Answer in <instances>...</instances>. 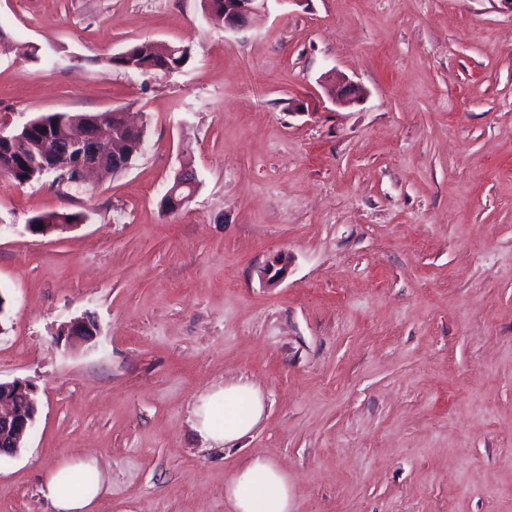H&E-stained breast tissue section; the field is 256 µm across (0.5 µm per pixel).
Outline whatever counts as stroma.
<instances>
[{
	"mask_svg": "<svg viewBox=\"0 0 512 512\" xmlns=\"http://www.w3.org/2000/svg\"><path fill=\"white\" fill-rule=\"evenodd\" d=\"M0 133L125 109L128 169L0 175V379L39 414L0 456V512L94 457L99 512H231L255 457L292 512H512V12L501 0H269L225 31L201 0H0ZM191 48L143 75L108 57ZM360 84L332 102L326 73ZM190 167L180 211L161 199ZM80 224L27 226L50 211ZM287 259L284 275L275 263ZM92 318L88 341L61 334ZM261 392L224 447L205 393ZM84 220L85 216L80 212L50 211L34 216L27 228L32 234L47 235L61 224H79ZM39 225H42V229L36 230ZM263 410V400L256 387L230 383L200 398L194 429L205 441L229 444L251 432Z\"/></svg>",
	"mask_w": 512,
	"mask_h": 512,
	"instance_id": "obj_1",
	"label": "stroma"
}]
</instances>
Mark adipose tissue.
I'll return each instance as SVG.
<instances>
[{
	"instance_id": "1",
	"label": "adipose tissue",
	"mask_w": 512,
	"mask_h": 512,
	"mask_svg": "<svg viewBox=\"0 0 512 512\" xmlns=\"http://www.w3.org/2000/svg\"><path fill=\"white\" fill-rule=\"evenodd\" d=\"M259 390L248 383H230L200 398L194 428L205 441L225 445L238 441L263 414ZM92 459L67 461L47 472L41 493L54 512H96L103 494L101 483L82 487L75 477L95 468ZM234 512H291L287 476L268 460L257 458L236 473L225 488Z\"/></svg>"
}]
</instances>
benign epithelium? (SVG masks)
Instances as JSON below:
<instances>
[{
  "mask_svg": "<svg viewBox=\"0 0 512 512\" xmlns=\"http://www.w3.org/2000/svg\"><path fill=\"white\" fill-rule=\"evenodd\" d=\"M268 0H224V30L239 32L248 28L265 8ZM328 94L339 104H349L360 97L359 85L344 77H325ZM114 117L121 119L129 135L144 141L143 128L134 123L128 113L118 110L100 112L73 122L64 141L47 140L43 159L36 166L41 174L54 173L59 184H81L90 174H101V153L97 141L107 131V123ZM133 155L127 153L125 142L112 147V164L121 170L129 167ZM197 180L193 171L182 169L169 183L162 205L168 212H176L193 198ZM95 323L87 317L77 318L67 326V336L87 341L95 335ZM39 412L32 386L25 380H0V456H14L23 447L24 439L34 427Z\"/></svg>",
  "mask_w": 512,
  "mask_h": 512,
  "instance_id": "7a95c632",
  "label": "benign epithelium"
}]
</instances>
